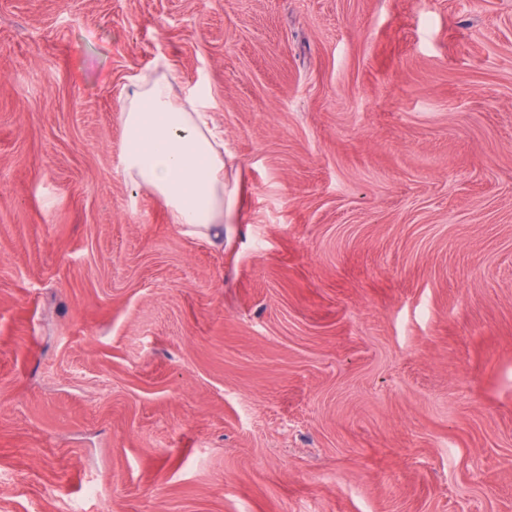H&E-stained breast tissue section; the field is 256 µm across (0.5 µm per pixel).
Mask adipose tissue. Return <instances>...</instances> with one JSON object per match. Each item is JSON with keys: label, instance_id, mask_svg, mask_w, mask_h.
Wrapping results in <instances>:
<instances>
[{"label": "adipose tissue", "instance_id": "ef3b65f1", "mask_svg": "<svg viewBox=\"0 0 512 512\" xmlns=\"http://www.w3.org/2000/svg\"><path fill=\"white\" fill-rule=\"evenodd\" d=\"M124 136L120 162L128 184L157 196L172 223L194 231L200 220L237 221L240 187L235 158L212 120L214 102L196 88L175 89L171 77L128 78L118 98Z\"/></svg>", "mask_w": 512, "mask_h": 512}]
</instances>
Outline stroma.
<instances>
[{
	"label": "stroma",
	"mask_w": 512,
	"mask_h": 512,
	"mask_svg": "<svg viewBox=\"0 0 512 512\" xmlns=\"http://www.w3.org/2000/svg\"><path fill=\"white\" fill-rule=\"evenodd\" d=\"M172 68L230 241L119 165ZM512 512V0H0V512Z\"/></svg>",
	"instance_id": "stroma-1"
}]
</instances>
